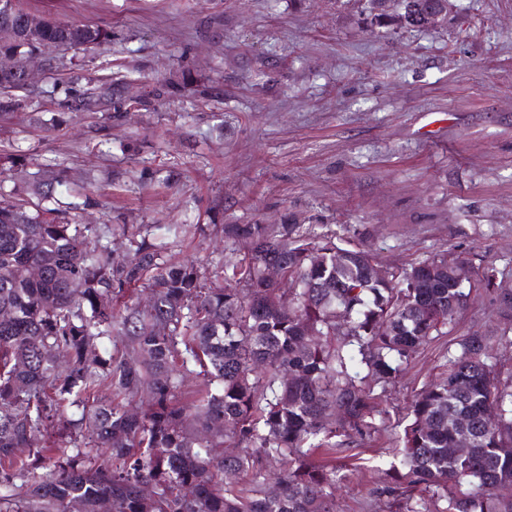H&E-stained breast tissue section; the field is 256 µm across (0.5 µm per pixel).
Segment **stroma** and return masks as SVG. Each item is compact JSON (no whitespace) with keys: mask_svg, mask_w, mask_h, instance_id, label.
<instances>
[{"mask_svg":"<svg viewBox=\"0 0 512 512\" xmlns=\"http://www.w3.org/2000/svg\"><path fill=\"white\" fill-rule=\"evenodd\" d=\"M454 4L445 26L393 29L358 0H23L112 42L53 50L62 67L43 94L0 113V155L15 162L0 190L62 168V217L151 226L171 261L210 271L229 258L224 225L296 222L394 268L443 256L477 276L491 267L512 291V0ZM118 73L129 98L178 85L147 112L107 97L60 108ZM474 331L497 337L512 381V311L475 290L389 387L378 432L337 460L336 512H402L381 490L409 406Z\"/></svg>","mask_w":512,"mask_h":512,"instance_id":"stroma-1","label":"stroma"}]
</instances>
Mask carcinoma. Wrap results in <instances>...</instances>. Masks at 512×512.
I'll return each instance as SVG.
<instances>
[{
	"instance_id": "1",
	"label": "carcinoma",
	"mask_w": 512,
	"mask_h": 512,
	"mask_svg": "<svg viewBox=\"0 0 512 512\" xmlns=\"http://www.w3.org/2000/svg\"><path fill=\"white\" fill-rule=\"evenodd\" d=\"M364 2L371 22L418 29L435 5ZM31 16L0 0V58L112 42L41 14L16 38ZM34 94L23 71L0 68L1 113ZM64 181L49 170L0 200V512H335L338 455L377 430L387 387L467 304L466 264L424 260L378 279L369 251L300 224H226L225 242L250 247L209 278L168 263L140 227L122 225L118 255L112 228L30 210ZM273 264L281 285L266 277ZM112 335L123 345L97 355ZM185 376L196 379L189 403L175 395ZM410 416L384 493L405 512H512L501 493L512 489V389L486 337L460 341ZM53 433L74 448L34 447Z\"/></svg>"
}]
</instances>
